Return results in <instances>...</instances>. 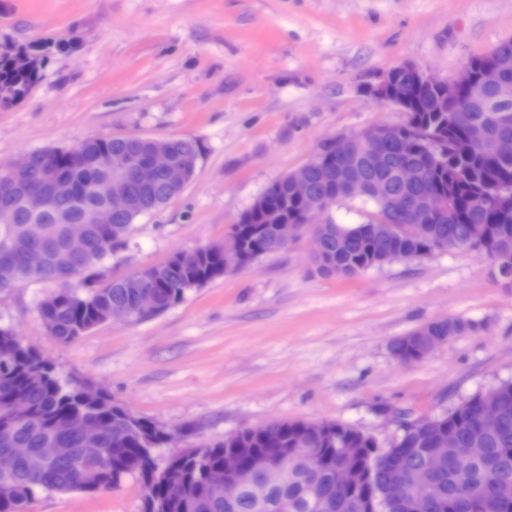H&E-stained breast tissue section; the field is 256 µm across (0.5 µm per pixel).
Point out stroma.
Instances as JSON below:
<instances>
[{"instance_id":"35a3bbf8","label":"stroma","mask_w":512,"mask_h":512,"mask_svg":"<svg viewBox=\"0 0 512 512\" xmlns=\"http://www.w3.org/2000/svg\"><path fill=\"white\" fill-rule=\"evenodd\" d=\"M512 37V0H0V49L66 42L30 95L0 108V164L96 136H182L203 154L183 193L139 218L105 272L219 244L272 181L327 140L396 125L361 93L410 63L454 78ZM302 235L251 268L143 319H114L68 345L38 306L57 286L0 292V325L63 376L104 389L196 448L275 421L348 423L390 446L396 412L434 414L512 379V287L476 251L447 249L353 278L319 275ZM448 317L473 330L401 364L391 341ZM111 492L48 494L25 512H141Z\"/></svg>"}]
</instances>
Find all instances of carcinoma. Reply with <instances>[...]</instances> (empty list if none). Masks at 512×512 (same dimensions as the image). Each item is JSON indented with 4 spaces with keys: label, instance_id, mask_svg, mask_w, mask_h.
<instances>
[{
    "label": "carcinoma",
    "instance_id": "carcinoma-1",
    "mask_svg": "<svg viewBox=\"0 0 512 512\" xmlns=\"http://www.w3.org/2000/svg\"><path fill=\"white\" fill-rule=\"evenodd\" d=\"M52 45L42 47L43 57L29 73H17L10 65V51L0 50V107L23 101L39 80ZM495 78L485 77L486 58L476 57L468 66L472 85L455 101L445 99L439 85H414L404 71L396 70L395 96L404 100L405 121L390 126L376 141L366 133L342 136L327 142L309 161L306 174L312 204L325 209L324 223L311 229L321 261L315 271L323 276L351 278L395 261L417 259L450 248L478 250L497 260L498 275L512 281V205H489L491 194L512 199V159L495 153L496 141L512 138V39L496 48ZM159 148L179 161H199L201 143L189 137L148 138L100 136L69 148L31 152L21 179L31 191L44 189L46 169L68 179L73 194L54 209L30 212L14 201L11 220L0 223V262L30 282H53L58 290L39 306L47 332L57 342L69 344L107 322L114 305L125 306L131 317L145 313L137 307V278L129 273L102 279L101 260L126 245L135 220L163 208L181 191L167 176L157 173L142 183L129 180L141 207L116 217L111 224H91L82 245L74 248L67 224L85 219L104 202L100 187L112 180V170L93 164L99 155L133 151L141 159ZM351 154L355 170L336 166L339 156ZM412 166L416 180L404 183L402 169ZM363 184L362 201L373 211L367 219L350 224L336 222L333 208L353 199L352 186ZM431 191L444 195L447 210L438 223L402 220L391 201L402 196L422 205ZM279 214L282 223L300 224L306 205L291 194L290 175L272 182L242 212L230 229L253 261L272 255L275 224L265 209ZM377 224H394L391 237L375 231ZM224 275V257L217 245L177 251L152 267L148 284L157 295L161 313L184 300L186 294ZM82 279L84 291L71 287ZM471 328L461 318L430 321L391 343L398 358L418 361L428 350V336H459ZM497 388L502 394L498 422L488 428L477 425L480 393H474L436 414L445 429L463 447L483 449L467 462H459L455 449L434 467L423 452L429 441L426 429L414 419L402 417L396 448L404 469L417 473L430 487L423 512H468V500L484 503L483 512H501L512 505V379ZM22 398L29 411L16 416L14 399ZM94 419L100 433L83 435L86 420ZM162 427L131 416L108 396L88 400L78 380L64 381L56 366L30 350L12 328L0 327V449L31 448L14 471L0 473V512H24L42 494L82 493L97 496L118 488L128 477L143 489L142 512H367L364 496L372 487L390 484L398 497L412 496L411 485L390 475L384 463L385 447L372 434L349 424L325 422L319 433L307 435L304 421H283L246 428L224 440L205 445V460L193 450L169 456L163 469L188 483L195 493L183 498L168 493L156 481L153 449L165 447ZM58 443L72 449L69 457L48 460L39 449ZM235 448H257L274 454L280 465L266 476L244 484L238 497L226 501L204 490L209 470L224 469V457ZM359 466L364 479L353 489L336 487V470Z\"/></svg>",
    "mask_w": 512,
    "mask_h": 512
}]
</instances>
